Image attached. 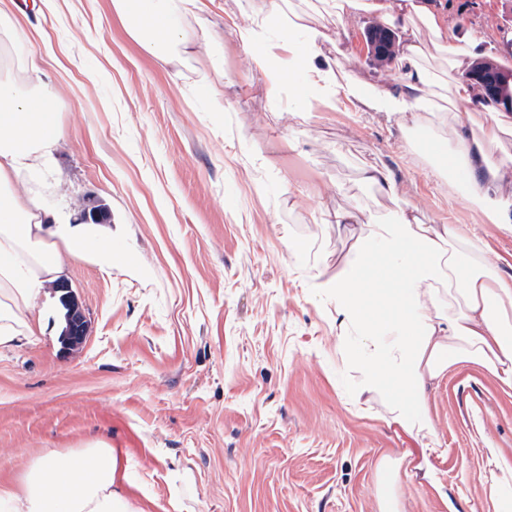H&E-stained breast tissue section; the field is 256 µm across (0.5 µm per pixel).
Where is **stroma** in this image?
<instances>
[{"instance_id":"35a3bbf8","label":"stroma","mask_w":512,"mask_h":512,"mask_svg":"<svg viewBox=\"0 0 512 512\" xmlns=\"http://www.w3.org/2000/svg\"><path fill=\"white\" fill-rule=\"evenodd\" d=\"M476 34V51L512 71V0H429ZM268 0H210L224 35L161 65L113 17L108 0H0L27 42L0 61L34 60L56 96L63 136L41 205L52 221L105 207L112 268L72 262L67 280L89 325L65 341L54 288L37 301L46 332L0 352V488L52 452L102 438L124 449L149 512H495L485 449L512 455V397L469 367L427 389L433 428L406 433L392 392L358 398L363 342L340 325L320 280L352 273L357 241L327 215L399 209L433 224L477 227L497 267L512 235L467 198L448 195L414 135L356 112L344 96L297 104L258 88L253 50L236 28ZM369 15H347L351 80L401 86L367 50ZM220 53L221 68L211 56ZM390 167L392 201L363 184ZM428 458L429 477L382 456Z\"/></svg>"}]
</instances>
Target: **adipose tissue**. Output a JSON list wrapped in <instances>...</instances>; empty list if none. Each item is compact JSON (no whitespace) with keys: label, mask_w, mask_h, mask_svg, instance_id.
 <instances>
[{"label":"adipose tissue","mask_w":512,"mask_h":512,"mask_svg":"<svg viewBox=\"0 0 512 512\" xmlns=\"http://www.w3.org/2000/svg\"><path fill=\"white\" fill-rule=\"evenodd\" d=\"M127 35L160 63L169 49L191 54L198 40L192 18L205 13V0H110ZM332 14L369 13L399 31L394 66L403 74L399 93L354 87L341 65L317 67L325 46H340L337 35L312 28L305 41L293 40L296 21L274 0L267 17L281 27L280 50L266 47L257 25L239 27L244 46L263 47L257 59L271 87L299 75L295 88L305 97L343 93L359 111L383 117L400 129L421 126L433 116L450 125L445 145L448 183L484 210L490 223L512 232V151L503 137L512 132V114L472 127L448 116L458 107L473 112L489 106L476 97L465 73L475 63L460 43L458 23L421 0H331ZM447 63V74L427 66L428 51ZM28 93L0 80V349L34 342L44 332L34 310L41 288L66 278L71 262L112 265V229L105 224L51 227L38 186L50 172L62 137L56 115L39 107L53 101L34 63H26ZM24 182L26 197L11 191ZM337 231L365 226L353 274L327 280L341 324L366 332L364 348L352 358L361 366V394L376 393L382 381L395 388V420L405 432L431 424L426 387L469 365L512 397V274L492 268L478 236L467 227L426 223L404 209L396 223H378L375 214L336 210ZM121 449L95 439L84 448L41 458L15 490L0 491V512H145L132 495Z\"/></svg>","instance_id":"ef3b65f1"}]
</instances>
